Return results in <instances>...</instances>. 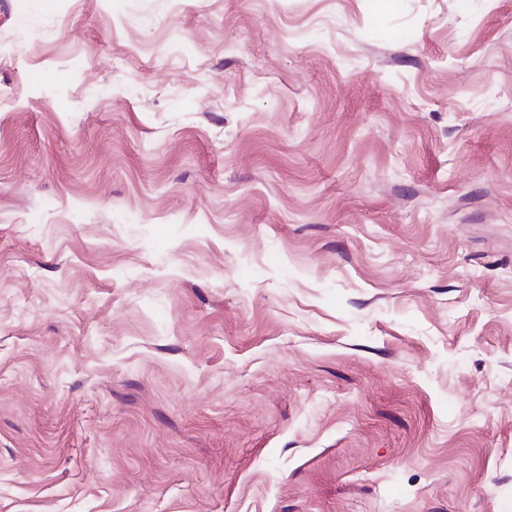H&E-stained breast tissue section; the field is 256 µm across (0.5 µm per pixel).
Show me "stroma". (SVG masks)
Returning a JSON list of instances; mask_svg holds the SVG:
<instances>
[{"label": "stroma", "mask_w": 512, "mask_h": 512, "mask_svg": "<svg viewBox=\"0 0 512 512\" xmlns=\"http://www.w3.org/2000/svg\"><path fill=\"white\" fill-rule=\"evenodd\" d=\"M0 512H512V0H0Z\"/></svg>", "instance_id": "35a3bbf8"}]
</instances>
